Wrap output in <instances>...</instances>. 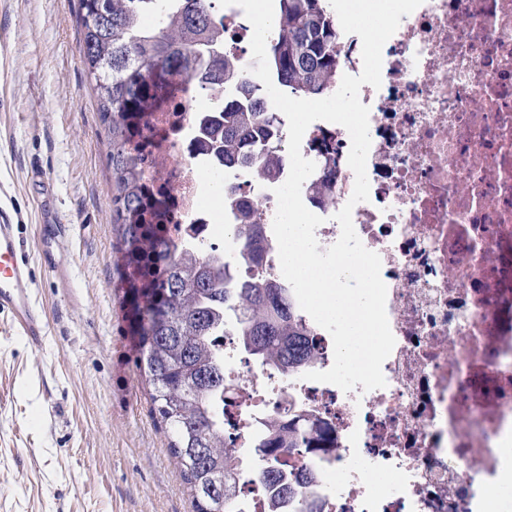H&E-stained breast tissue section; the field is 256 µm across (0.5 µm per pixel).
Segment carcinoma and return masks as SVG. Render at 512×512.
Returning <instances> with one entry per match:
<instances>
[{"instance_id":"obj_1","label":"carcinoma","mask_w":512,"mask_h":512,"mask_svg":"<svg viewBox=\"0 0 512 512\" xmlns=\"http://www.w3.org/2000/svg\"><path fill=\"white\" fill-rule=\"evenodd\" d=\"M158 5L160 20L142 10ZM277 25L267 57L272 82L299 99L325 95L335 84L338 32L327 0H278ZM77 22L83 64L110 144L112 223L117 266L123 274L136 367L149 386L169 450L194 512H244L234 459L224 447V318L235 315L246 353L277 370L313 359L308 328L294 317L288 290L257 274L240 285L226 262L172 240L164 224L143 218L144 171L135 155L137 123L146 119L174 72L219 77L212 92L218 113L200 131L210 154L236 162L257 178L281 163L272 146L278 123L264 85L239 73L224 50L219 0H79ZM336 166L324 162L311 184L315 200L331 202ZM246 223L230 225L242 261L255 262L268 243L255 233L261 213L241 210ZM256 452L265 460L261 480L273 489L290 479L284 454H304L315 437L299 419L272 418L258 431ZM298 512H313L307 486L296 483Z\"/></svg>"}]
</instances>
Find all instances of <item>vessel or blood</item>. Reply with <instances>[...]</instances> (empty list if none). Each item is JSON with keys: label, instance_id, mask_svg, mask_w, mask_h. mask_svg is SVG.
<instances>
[{"label": "vessel or blood", "instance_id": "1", "mask_svg": "<svg viewBox=\"0 0 512 512\" xmlns=\"http://www.w3.org/2000/svg\"><path fill=\"white\" fill-rule=\"evenodd\" d=\"M32 266L18 227L0 210V313L12 316L28 344L41 346L47 334L43 311L32 295Z\"/></svg>", "mask_w": 512, "mask_h": 512}]
</instances>
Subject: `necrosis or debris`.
<instances>
[{
    "label": "necrosis or debris",
    "mask_w": 512,
    "mask_h": 512,
    "mask_svg": "<svg viewBox=\"0 0 512 512\" xmlns=\"http://www.w3.org/2000/svg\"><path fill=\"white\" fill-rule=\"evenodd\" d=\"M224 44L244 68L256 66L253 28L243 10L225 7ZM380 87L363 85L370 109L368 201L352 212L363 245L381 258L386 312L395 346L383 364L385 387L343 392L281 372L224 337V440L239 459L238 489L251 512L269 492L257 471L261 423L295 410L321 437L289 458L294 476L315 472L318 512H489L502 444L512 440V0H424L402 16L382 49ZM205 83L177 78L138 139L146 190L166 195L159 218L173 234L216 254L231 249L226 231L237 205L261 206L269 246L258 264H240L284 284L273 233L274 194L286 177L229 178L205 152L201 116L214 112ZM351 139L318 120L302 155L338 161L336 199L303 203L322 217L321 248L340 236L335 214L355 176ZM224 179L218 196L205 188Z\"/></svg>",
    "instance_id": "1"
}]
</instances>
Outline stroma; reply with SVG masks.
I'll return each instance as SVG.
<instances>
[{
    "label": "stroma",
    "mask_w": 512,
    "mask_h": 512,
    "mask_svg": "<svg viewBox=\"0 0 512 512\" xmlns=\"http://www.w3.org/2000/svg\"><path fill=\"white\" fill-rule=\"evenodd\" d=\"M77 11L0 0V207L34 260L45 218L70 228L35 275L42 347L0 313V512H193L135 366Z\"/></svg>",
    "instance_id": "1"
}]
</instances>
